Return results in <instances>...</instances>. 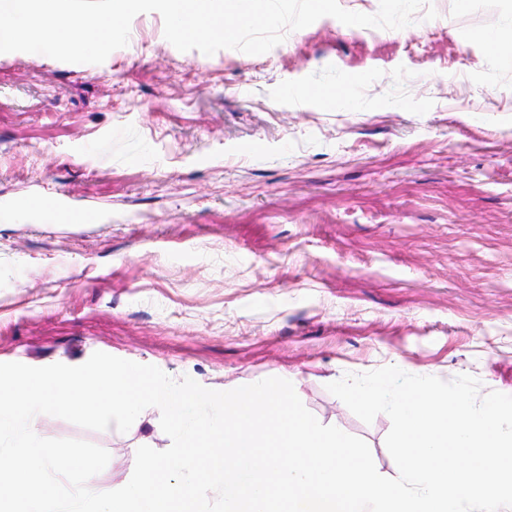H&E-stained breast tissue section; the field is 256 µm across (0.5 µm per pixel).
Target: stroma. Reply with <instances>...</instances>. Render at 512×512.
<instances>
[{"mask_svg": "<svg viewBox=\"0 0 512 512\" xmlns=\"http://www.w3.org/2000/svg\"><path fill=\"white\" fill-rule=\"evenodd\" d=\"M401 30L325 16L269 52H182L156 12L100 64L0 53V202L61 188L102 224L0 222V363L97 351L221 390L285 377L397 466L329 383L385 366L512 395V0ZM325 99H309V86ZM45 438L129 478L159 423Z\"/></svg>", "mask_w": 512, "mask_h": 512, "instance_id": "35a3bbf8", "label": "stroma"}]
</instances>
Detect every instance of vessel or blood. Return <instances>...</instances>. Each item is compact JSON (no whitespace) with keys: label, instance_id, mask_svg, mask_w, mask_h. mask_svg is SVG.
<instances>
[{"label":"vessel or blood","instance_id":"vessel-or-blood-1","mask_svg":"<svg viewBox=\"0 0 512 512\" xmlns=\"http://www.w3.org/2000/svg\"><path fill=\"white\" fill-rule=\"evenodd\" d=\"M0 220H22L32 224H99L103 216L94 206L73 207L65 193L55 189L22 207L1 203Z\"/></svg>","mask_w":512,"mask_h":512}]
</instances>
